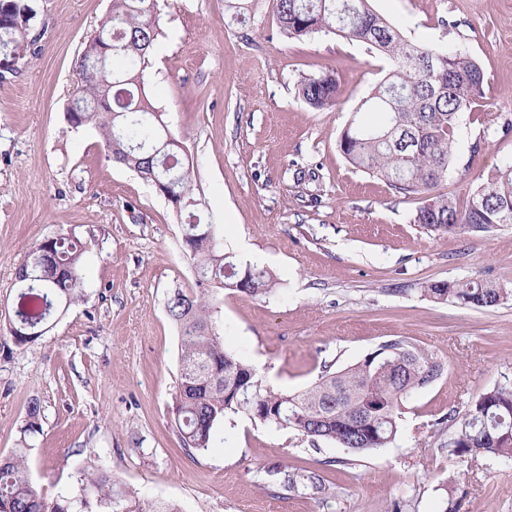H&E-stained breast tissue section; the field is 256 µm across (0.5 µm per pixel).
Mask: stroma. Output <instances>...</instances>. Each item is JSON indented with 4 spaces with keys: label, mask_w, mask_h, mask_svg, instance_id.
<instances>
[{
    "label": "stroma",
    "mask_w": 512,
    "mask_h": 512,
    "mask_svg": "<svg viewBox=\"0 0 512 512\" xmlns=\"http://www.w3.org/2000/svg\"><path fill=\"white\" fill-rule=\"evenodd\" d=\"M35 53L0 83V323L18 264L35 241L73 229L88 242L87 293L26 349L0 343V456L16 448L30 399L44 407L28 464L42 492H67L95 464L141 501L179 512H512V465L448 455L437 421L512 379V300L489 309L433 302V281L512 290V224L463 235L412 223L414 201L354 169L337 147L389 64L334 34L280 35L269 0L246 26L224 0H167L164 38L145 90L194 163L196 209L224 249L273 274L272 293L225 292L214 315L225 347L274 389L294 393L400 341L444 365L402 405L386 448L335 443L237 414L211 448L188 455L173 422L178 329L169 294L192 287L181 225L164 198L108 159L95 130L67 110L77 63L111 0H33ZM407 40L462 50L485 95L460 117L438 190L467 199L512 160V0H371ZM334 71L336 107L298 97L309 74ZM274 465L317 471L326 494L277 491Z\"/></svg>",
    "instance_id": "obj_1"
}]
</instances>
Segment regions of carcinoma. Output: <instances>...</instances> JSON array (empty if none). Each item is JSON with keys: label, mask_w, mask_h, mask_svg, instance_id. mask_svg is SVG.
I'll return each mask as SVG.
<instances>
[{"label": "carcinoma", "mask_w": 512, "mask_h": 512, "mask_svg": "<svg viewBox=\"0 0 512 512\" xmlns=\"http://www.w3.org/2000/svg\"><path fill=\"white\" fill-rule=\"evenodd\" d=\"M254 0H226L230 23L246 25ZM0 52L16 43L32 53V24L37 13L29 0H0ZM279 32L301 39L319 32L367 45L389 63L388 74L364 101V111L381 114L376 125H351L339 149L356 169L383 179L397 197L417 199L412 219L443 234L482 232L490 224H512V162L488 175L461 205L437 192L453 162L458 120L484 96L480 65L461 50L413 43L370 0H272ZM159 0H112L109 13L86 42L78 61L79 80L74 128L98 133L107 156L152 183L161 182L178 202L182 250L196 271L195 287L178 289L166 310L179 328V380L173 414L183 448L202 452L211 447L217 429L229 414L239 412L263 423L288 412L284 428L304 437L327 440L356 454L391 444L401 430L400 407L416 390L442 375L443 364L432 356L388 342L363 361L337 372H325L309 388L283 393L265 384L256 370L224 347L215 331L219 295L236 291L266 295L276 285L258 261H239L224 252L212 224H203L194 210V166L180 154L168 126L147 97L139 94L150 52L163 30ZM340 86L332 71L303 77L298 97L313 109L336 106ZM87 245L75 233L33 243L28 256L42 252L47 262L33 270L28 260L17 268L15 310L0 332L21 350L37 340L34 333L85 299L83 256ZM426 292L433 300L484 309L508 300V293L478 280L434 281ZM43 406L29 401L18 448L0 457V512H75L94 492L111 512H178L137 499L112 481L100 467H87L78 485L66 495L47 498L27 462L28 438L41 430ZM448 456L460 466L475 457L512 462V382L481 391L461 415L448 414ZM289 491L322 495L326 484L310 470L275 467Z\"/></svg>", "instance_id": "carcinoma-1"}]
</instances>
